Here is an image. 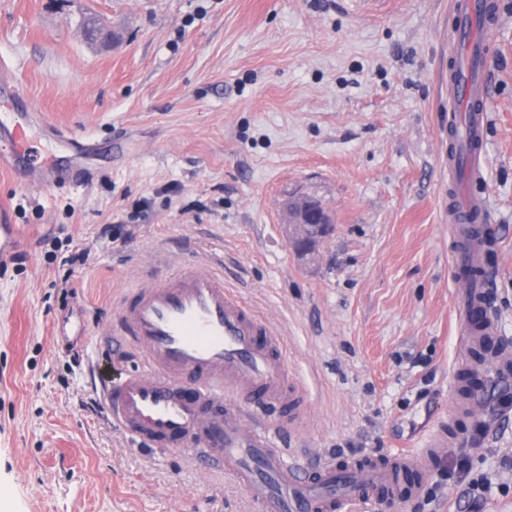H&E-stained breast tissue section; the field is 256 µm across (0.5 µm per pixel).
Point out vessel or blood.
I'll list each match as a JSON object with an SVG mask.
<instances>
[{
    "instance_id": "1",
    "label": "vessel or blood",
    "mask_w": 512,
    "mask_h": 512,
    "mask_svg": "<svg viewBox=\"0 0 512 512\" xmlns=\"http://www.w3.org/2000/svg\"><path fill=\"white\" fill-rule=\"evenodd\" d=\"M452 49L448 54V172L466 170L480 181L485 170L489 35L500 21L494 0H452ZM25 119L0 136V161L13 165L24 152ZM479 224L470 252H456L452 274L482 265L492 244V216L484 196L450 192L448 220ZM122 324L145 363L119 382L103 379L102 403L112 420L138 443L171 449L201 448L200 463L231 474L263 512H330L334 504H369L378 488L393 485L397 472L421 468L448 445L435 429L421 448L390 461H354L339 470L322 459L303 465L276 448L265 428L248 424L234 404L287 405L296 387L275 332L224 287L222 277L180 271L169 281L130 289Z\"/></svg>"
}]
</instances>
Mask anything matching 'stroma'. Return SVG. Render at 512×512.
Masks as SVG:
<instances>
[{
	"instance_id": "stroma-1",
	"label": "stroma",
	"mask_w": 512,
	"mask_h": 512,
	"mask_svg": "<svg viewBox=\"0 0 512 512\" xmlns=\"http://www.w3.org/2000/svg\"><path fill=\"white\" fill-rule=\"evenodd\" d=\"M483 267L512 342V0H499ZM449 0H0V124L22 112L24 169L0 163V512H256L187 450L145 448L99 406L128 289L209 265L279 338L299 407L248 410L279 447L394 457L446 424L442 456L395 512H512V373L476 363L453 319ZM95 17L112 43L87 41ZM50 164L51 181L27 169ZM333 233L289 243L283 199ZM476 371L471 411L455 382ZM471 472L463 474L461 462ZM294 200L300 201H285V207L290 211L294 224L299 229L294 244L301 255H308L315 250L320 240L331 233L333 225L318 200L309 196Z\"/></svg>"
}]
</instances>
